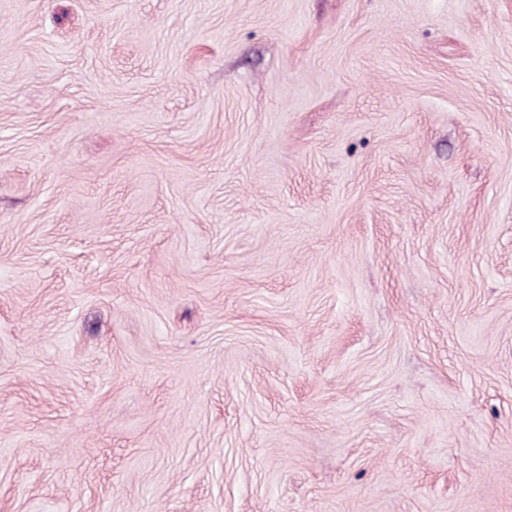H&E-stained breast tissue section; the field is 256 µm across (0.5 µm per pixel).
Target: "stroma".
<instances>
[{
    "mask_svg": "<svg viewBox=\"0 0 512 512\" xmlns=\"http://www.w3.org/2000/svg\"><path fill=\"white\" fill-rule=\"evenodd\" d=\"M0 512H512V0H0Z\"/></svg>",
    "mask_w": 512,
    "mask_h": 512,
    "instance_id": "stroma-1",
    "label": "stroma"
}]
</instances>
